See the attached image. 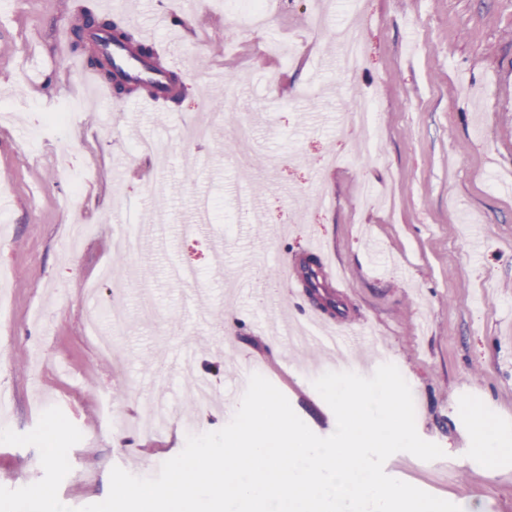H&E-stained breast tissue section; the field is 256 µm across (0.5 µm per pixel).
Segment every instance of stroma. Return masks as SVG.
<instances>
[{"label":"stroma","instance_id":"1","mask_svg":"<svg viewBox=\"0 0 512 512\" xmlns=\"http://www.w3.org/2000/svg\"><path fill=\"white\" fill-rule=\"evenodd\" d=\"M0 18V399L7 428L25 434L59 407L81 431L60 501H103L105 472L119 466L155 476L179 454L187 426L216 431L232 419L241 373L273 383L317 435L336 427L312 386L311 367L371 376L390 355L408 382L419 435L442 458L399 452L388 475L471 512H512V0H366L365 52L354 80L336 71L330 28L348 0H332L328 32L308 28L319 0H279L264 31L247 32L217 0H96L111 5L160 47L182 43L176 72L182 102L115 111L82 95L55 42L79 18V0H13ZM297 38L303 55L274 47ZM270 75L259 84L251 75ZM378 104L379 154L363 151L348 123L354 97ZM75 112L67 127L27 141L41 113ZM238 113L253 128L254 165L241 173ZM211 120L203 140L174 138L166 162L133 153L137 138L163 127ZM345 154L330 169L326 158ZM87 175L70 206V173ZM376 193L363 205L359 186ZM327 197L318 203L317 194ZM206 199L213 235L186 233ZM140 230L139 254L115 266L113 236ZM320 238L343 280L336 310L357 343L344 365L313 346L266 342L270 325L318 311L297 281L311 238ZM196 269L187 286L170 271ZM111 311L117 356L87 337L91 311ZM193 349L191 362L182 354ZM207 378L211 403L196 397ZM172 401L177 414L141 445L118 442L143 406ZM499 437L487 460L478 423ZM39 452L0 444V486L40 480Z\"/></svg>","mask_w":512,"mask_h":512}]
</instances>
